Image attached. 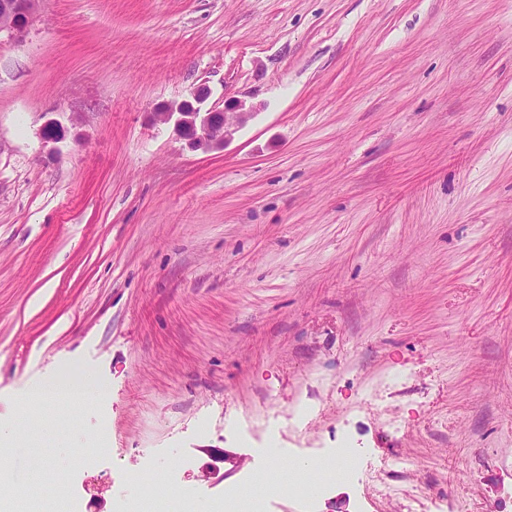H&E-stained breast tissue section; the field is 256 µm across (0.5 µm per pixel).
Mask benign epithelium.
<instances>
[{
    "mask_svg": "<svg viewBox=\"0 0 512 512\" xmlns=\"http://www.w3.org/2000/svg\"><path fill=\"white\" fill-rule=\"evenodd\" d=\"M39 0H0V35L14 42L24 40ZM207 86H197L190 97L162 105L153 113L155 123L171 125L191 151L221 150L264 108L249 97H232L224 108L209 107Z\"/></svg>",
    "mask_w": 512,
    "mask_h": 512,
    "instance_id": "benign-epithelium-1",
    "label": "benign epithelium"
}]
</instances>
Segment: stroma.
I'll list each match as a JSON object with an SVG mask.
<instances>
[{"instance_id": "stroma-1", "label": "stroma", "mask_w": 512, "mask_h": 512, "mask_svg": "<svg viewBox=\"0 0 512 512\" xmlns=\"http://www.w3.org/2000/svg\"><path fill=\"white\" fill-rule=\"evenodd\" d=\"M201 84L265 104L221 151L151 121ZM73 372L106 391L28 409ZM28 410L16 512H114L145 455L197 512H512V0H41L0 37V430Z\"/></svg>"}]
</instances>
